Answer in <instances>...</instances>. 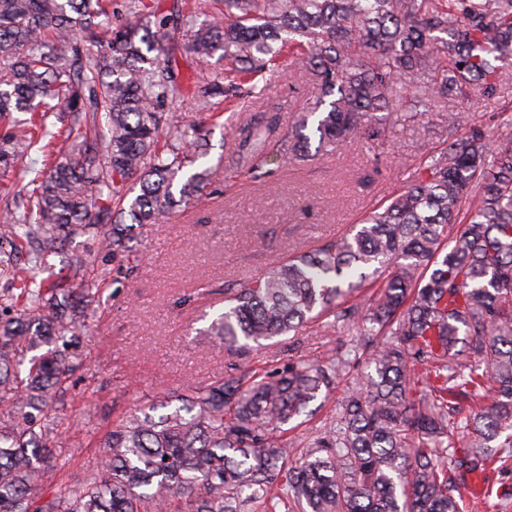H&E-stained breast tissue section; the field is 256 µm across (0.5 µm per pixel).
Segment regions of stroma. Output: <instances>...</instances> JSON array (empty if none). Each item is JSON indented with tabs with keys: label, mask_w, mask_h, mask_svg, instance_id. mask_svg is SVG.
Segmentation results:
<instances>
[{
	"label": "stroma",
	"mask_w": 512,
	"mask_h": 512,
	"mask_svg": "<svg viewBox=\"0 0 512 512\" xmlns=\"http://www.w3.org/2000/svg\"><path fill=\"white\" fill-rule=\"evenodd\" d=\"M255 86L261 96L224 102V112L243 120L277 107L282 134L320 94L314 76L286 55ZM386 124L388 138L373 146L350 138L304 159L286 150L272 154L258 179L228 166L238 141L222 123L210 124L212 173L204 196L175 209L165 223L138 228L129 265L102 252L93 234L72 240L68 252L90 258V275L103 292L96 316L69 348L76 370L53 406L59 434L54 453L66 484L85 481L102 456L104 434L134 409L160 403L186 384L212 380L234 364L262 371L355 344L343 328L321 322L295 339L249 352L195 339L194 331L224 289L258 277L277 255L309 252L342 236L397 193L405 167L442 148L448 107L396 110L387 113ZM67 254L49 255V270L37 269L8 237H0V256H9L16 271L0 278V293L20 287L24 278L63 272ZM479 493L472 512H512V459L487 466Z\"/></svg>",
	"instance_id": "stroma-1"
}]
</instances>
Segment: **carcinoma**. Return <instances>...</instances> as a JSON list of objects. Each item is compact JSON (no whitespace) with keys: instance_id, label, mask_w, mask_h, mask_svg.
I'll list each match as a JSON object with an SVG mask.
<instances>
[{"instance_id":"obj_1","label":"carcinoma","mask_w":512,"mask_h":512,"mask_svg":"<svg viewBox=\"0 0 512 512\" xmlns=\"http://www.w3.org/2000/svg\"><path fill=\"white\" fill-rule=\"evenodd\" d=\"M0 0V117H29L0 136V170H42L0 234L64 249L96 232L123 260L135 224H160L207 188L203 129L166 107L209 112L285 51L321 96L273 142L266 109L225 128L241 135L237 169L262 171L283 143L310 152L386 136L383 113L494 96L512 61V0ZM188 35L164 43L168 28ZM189 54L193 74L178 68ZM214 58L229 75L210 72ZM485 127L448 113V144L382 211L328 244L271 262L196 335L262 347L311 322L360 337L365 369L340 412L295 444L286 426L329 398L350 359L336 352L257 372L246 365L190 384L122 417L79 486L60 484L48 408L71 375L65 350L96 310L89 261L0 296V512H464L460 488L512 447V105ZM55 115L59 127L47 120ZM170 144L159 147L163 127ZM68 144L54 155L57 141ZM384 278L365 312L343 306ZM40 355L30 352L41 347ZM423 384V390L411 382Z\"/></svg>"}]
</instances>
